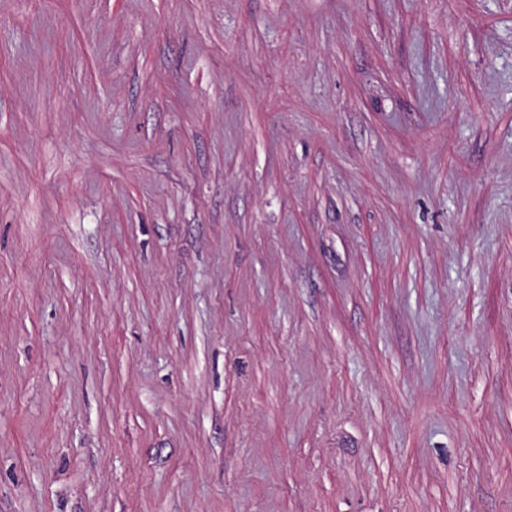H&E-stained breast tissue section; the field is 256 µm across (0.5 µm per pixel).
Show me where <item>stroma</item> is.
Wrapping results in <instances>:
<instances>
[{
	"label": "stroma",
	"mask_w": 512,
	"mask_h": 512,
	"mask_svg": "<svg viewBox=\"0 0 512 512\" xmlns=\"http://www.w3.org/2000/svg\"><path fill=\"white\" fill-rule=\"evenodd\" d=\"M0 512H512V0H0Z\"/></svg>",
	"instance_id": "stroma-1"
}]
</instances>
